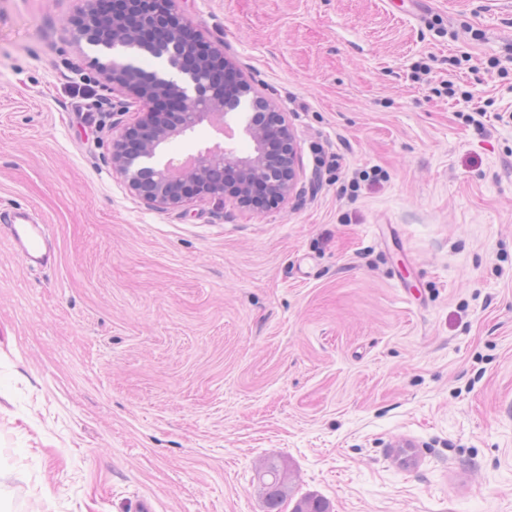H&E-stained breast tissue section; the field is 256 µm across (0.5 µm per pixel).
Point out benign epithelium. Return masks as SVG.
<instances>
[{
    "instance_id": "7a95c632",
    "label": "benign epithelium",
    "mask_w": 512,
    "mask_h": 512,
    "mask_svg": "<svg viewBox=\"0 0 512 512\" xmlns=\"http://www.w3.org/2000/svg\"><path fill=\"white\" fill-rule=\"evenodd\" d=\"M73 19L77 42L111 51L148 49L159 54L173 46L169 65L183 80L158 78L138 66L108 57L99 63L112 90L138 107V117L121 129L112 145V171L148 209L164 211L194 199L232 201L243 208L279 205L293 193L297 180L296 147L282 112L270 96L257 91L224 52L173 8V0H113L112 12L97 9L96 0ZM224 70L240 93L224 97L209 75ZM247 104L261 116L245 128L252 146L247 152L229 144L193 155L191 165L160 157L170 142L211 124L213 114Z\"/></svg>"
}]
</instances>
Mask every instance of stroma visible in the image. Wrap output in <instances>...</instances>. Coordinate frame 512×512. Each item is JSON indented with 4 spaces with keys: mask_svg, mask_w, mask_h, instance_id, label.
I'll use <instances>...</instances> for the list:
<instances>
[{
    "mask_svg": "<svg viewBox=\"0 0 512 512\" xmlns=\"http://www.w3.org/2000/svg\"><path fill=\"white\" fill-rule=\"evenodd\" d=\"M81 5L0 0V206L57 257L0 229V512H265L273 457L283 512H512V75L488 67L512 0H429V26L402 0H174L288 116L297 183L263 211L130 193L110 155L137 112ZM0 224L14 238L21 255L29 265H48L53 254L39 223L26 209H0ZM257 479L267 511L280 512L293 483V474L288 465L278 458H270L258 471Z\"/></svg>",
    "mask_w": 512,
    "mask_h": 512,
    "instance_id": "obj_1",
    "label": "stroma"
}]
</instances>
